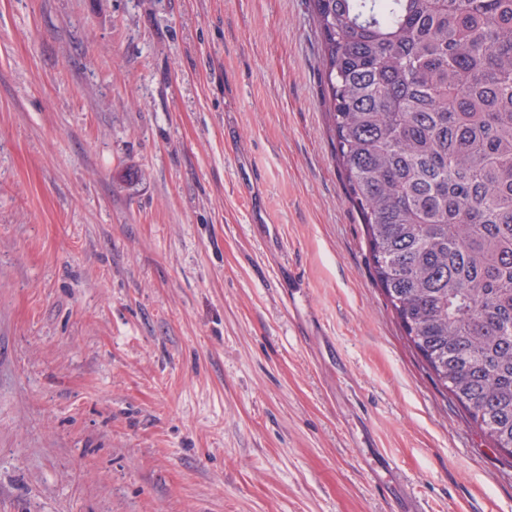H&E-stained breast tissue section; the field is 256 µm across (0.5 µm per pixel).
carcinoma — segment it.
Listing matches in <instances>:
<instances>
[{
	"instance_id": "cac0c4a2",
	"label": "carcinoma",
	"mask_w": 512,
	"mask_h": 512,
	"mask_svg": "<svg viewBox=\"0 0 512 512\" xmlns=\"http://www.w3.org/2000/svg\"><path fill=\"white\" fill-rule=\"evenodd\" d=\"M349 201L412 346L512 458V0H312Z\"/></svg>"
}]
</instances>
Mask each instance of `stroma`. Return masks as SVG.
I'll use <instances>...</instances> for the list:
<instances>
[{
	"label": "stroma",
	"mask_w": 512,
	"mask_h": 512,
	"mask_svg": "<svg viewBox=\"0 0 512 512\" xmlns=\"http://www.w3.org/2000/svg\"><path fill=\"white\" fill-rule=\"evenodd\" d=\"M328 110L310 0H0V512H512Z\"/></svg>",
	"instance_id": "1"
}]
</instances>
